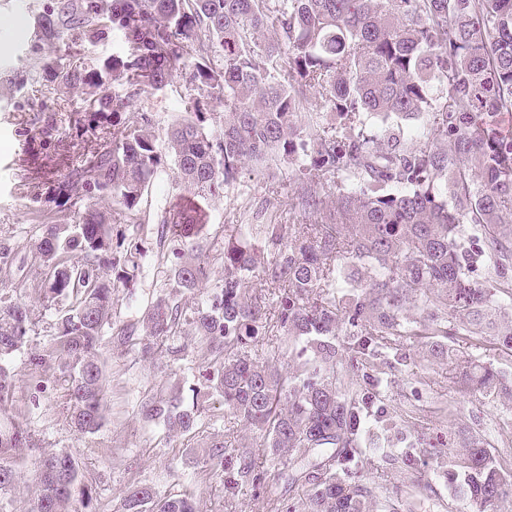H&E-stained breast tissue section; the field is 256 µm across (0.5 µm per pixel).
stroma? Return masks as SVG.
I'll use <instances>...</instances> for the list:
<instances>
[{
    "instance_id": "1",
    "label": "stroma",
    "mask_w": 512,
    "mask_h": 512,
    "mask_svg": "<svg viewBox=\"0 0 512 512\" xmlns=\"http://www.w3.org/2000/svg\"><path fill=\"white\" fill-rule=\"evenodd\" d=\"M57 0H0V16L13 17L10 25H0V241L10 242L15 250L9 272H0V292L12 302L29 304L36 322L35 342H47V325L53 315L35 300L32 286L43 275L36 243L44 225L56 223L61 199L56 186L69 166L96 144L112 134L110 113L90 112L80 94L63 92L58 80L40 71V61L51 54L71 62L66 42L47 45L41 40L37 21ZM182 75H174L163 91L144 96L157 136L184 115L187 99ZM174 160H167L146 187L142 202L143 224L134 233L146 249L133 290H120L113 311L118 323L136 321L142 303L164 288L170 265L157 247L156 214L176 207L180 192L175 188ZM288 180H248L244 187L217 199L199 201L207 250L222 247L224 227L252 224L257 218L277 217L287 221L284 200ZM189 354L177 364L166 358L138 360L134 353L109 352L106 381L109 407L105 427L98 434L81 438L71 428L63 404L56 393H49L41 409L30 410L25 396H18L11 416L29 422L41 440L40 450L25 452L19 461L22 481L6 499L10 512H27L35 491L36 460L40 451L64 450L91 468L98 479V499L104 512H110L125 485L138 479L163 493L179 491L182 485L201 474L202 451L190 437H169L160 423L139 419L142 401L179 381L191 384L197 374L205 348L198 337L185 335ZM422 394L428 412L420 422L403 424L407 436L418 433L449 432L456 440L472 436L486 438L502 456L512 455V399L505 396L482 400L460 398L448 380V364L443 360H424L420 350L411 349L405 362L387 375L380 403L387 412L398 411L412 391ZM399 447L386 443L368 445L364 462L373 481L386 487L401 484L404 474L394 465ZM431 489L418 512H466L457 497L450 475L433 473ZM199 512H265L262 500L238 494L232 502L214 484L201 486L196 500Z\"/></svg>"
}]
</instances>
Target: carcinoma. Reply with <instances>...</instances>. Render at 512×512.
I'll list each match as a JSON object with an SVG mask.
<instances>
[{
  "label": "carcinoma",
  "mask_w": 512,
  "mask_h": 512,
  "mask_svg": "<svg viewBox=\"0 0 512 512\" xmlns=\"http://www.w3.org/2000/svg\"><path fill=\"white\" fill-rule=\"evenodd\" d=\"M51 44L93 41L112 33L128 55L87 69L49 56L41 69L61 75L93 112L112 113V141L58 183L67 202L59 223L38 243L47 277L39 301L71 303L34 344L35 323L21 302L0 306V412L13 406L14 357L28 370V401L39 408L57 365L67 416L83 436L106 422L104 355L138 347L143 360L186 356L184 326L206 343L197 383L176 382L140 406L147 422L172 436L205 432L214 415L202 396L224 406V434L200 439L203 477L224 493L259 497L269 483L302 488L267 500V512H373L377 496L365 472L367 420L384 368L408 346L448 361L463 398L507 389L492 365L462 359L441 341L467 336L512 350V0H63L38 23ZM184 73L189 117L163 141L136 109ZM314 99L330 109L319 134L306 126ZM224 105V124L205 125L207 107ZM425 122L423 139L406 122ZM174 157L175 184L186 203L158 220L157 242L171 262L170 291L136 327L112 320L119 287L144 256L137 238L113 241L112 225L141 224L150 179ZM287 171L288 220L226 224L224 275L211 282L196 198L224 196L241 174ZM486 276L492 287L478 283ZM256 278L267 293L253 295ZM186 293L201 294L189 309ZM285 336L305 361L280 370ZM359 371L360 385L341 370ZM259 444L236 442L234 426ZM436 471H454L467 512H502L512 501V465L482 438L456 451L438 437L420 438ZM37 440L26 422L0 426V512L18 480L17 452ZM422 480L384 512H416ZM197 483L161 495L133 480L113 512H195ZM29 512H100L96 479L67 452L37 465Z\"/></svg>",
  "instance_id": "carcinoma-1"
}]
</instances>
